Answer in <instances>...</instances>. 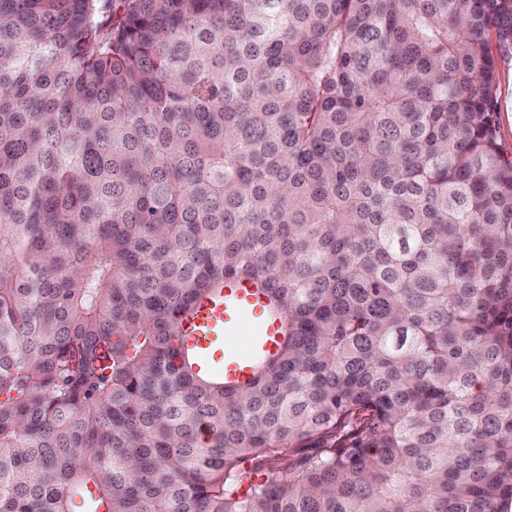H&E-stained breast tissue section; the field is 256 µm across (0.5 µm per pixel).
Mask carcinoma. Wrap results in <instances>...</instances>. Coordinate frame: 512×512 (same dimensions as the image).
<instances>
[{"label":"carcinoma","instance_id":"carcinoma-1","mask_svg":"<svg viewBox=\"0 0 512 512\" xmlns=\"http://www.w3.org/2000/svg\"><path fill=\"white\" fill-rule=\"evenodd\" d=\"M120 11L0 0V512H512V0ZM491 53L498 62L497 112L499 142L507 155L512 153V49L498 45L495 33L490 35ZM225 295L233 294L237 299H246L245 302L240 303L238 314L239 317L248 315L250 313L249 304L255 302L253 284L250 281L238 280L232 282L228 288L224 291ZM237 317L234 320V326L232 330L226 336H220L218 340L219 348L216 350L214 359L216 362L223 357L224 347L232 354L236 352L247 351L250 345L254 341V336L257 335L258 331V320H240ZM198 313L196 318L189 322L185 327V332L190 338L195 336H203L200 328L211 327L216 318H226L222 315L224 305L214 306L208 299H202L198 305Z\"/></svg>","mask_w":512,"mask_h":512}]
</instances>
